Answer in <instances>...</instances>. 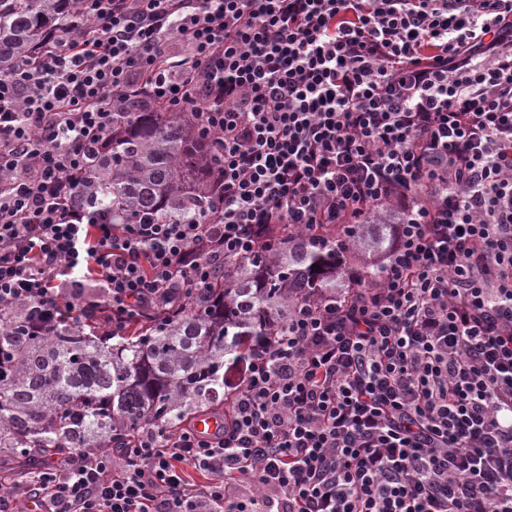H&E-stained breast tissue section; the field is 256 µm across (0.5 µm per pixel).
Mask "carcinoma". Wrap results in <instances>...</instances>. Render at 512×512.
<instances>
[{
  "instance_id": "cac0c4a2",
  "label": "carcinoma",
  "mask_w": 512,
  "mask_h": 512,
  "mask_svg": "<svg viewBox=\"0 0 512 512\" xmlns=\"http://www.w3.org/2000/svg\"><path fill=\"white\" fill-rule=\"evenodd\" d=\"M78 0H0V75L44 41ZM98 208L124 224L150 213L163 224L214 208L208 152L183 112H134L89 160ZM397 216H376L350 243L385 254ZM320 269H314V266ZM340 255L298 238L219 274L165 321H135L126 336L76 326L25 336L0 324V457L28 469L69 448H110L116 430L143 423L177 429L218 413L228 372L272 333L300 297L342 292Z\"/></svg>"
}]
</instances>
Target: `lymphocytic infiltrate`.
<instances>
[{
  "instance_id": "obj_1",
  "label": "lymphocytic infiltrate",
  "mask_w": 512,
  "mask_h": 512,
  "mask_svg": "<svg viewBox=\"0 0 512 512\" xmlns=\"http://www.w3.org/2000/svg\"><path fill=\"white\" fill-rule=\"evenodd\" d=\"M188 113L217 207L113 223L89 150ZM398 213L377 284L295 302L224 424L140 425L0 512H512V0H79L0 77V318L99 335L301 235Z\"/></svg>"
}]
</instances>
